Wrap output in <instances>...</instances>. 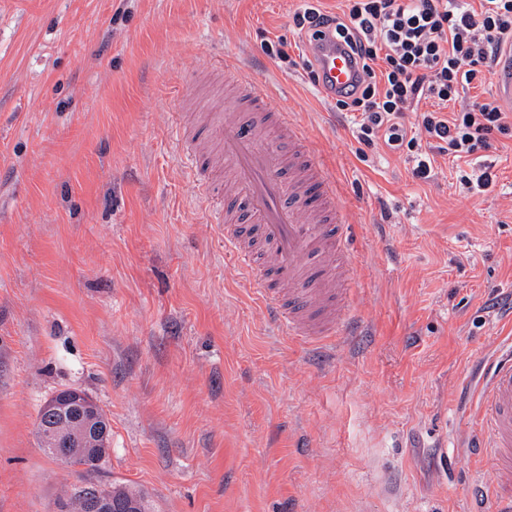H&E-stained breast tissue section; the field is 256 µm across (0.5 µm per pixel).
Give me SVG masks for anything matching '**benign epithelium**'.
<instances>
[{
    "mask_svg": "<svg viewBox=\"0 0 512 512\" xmlns=\"http://www.w3.org/2000/svg\"><path fill=\"white\" fill-rule=\"evenodd\" d=\"M43 412L69 423L67 430L53 428L46 439V446L65 454L89 455L108 451L111 423L98 403L89 395L75 391L67 397L52 396L43 405ZM116 499L106 492L90 489L82 495L83 512H112Z\"/></svg>",
    "mask_w": 512,
    "mask_h": 512,
    "instance_id": "benign-epithelium-1",
    "label": "benign epithelium"
}]
</instances>
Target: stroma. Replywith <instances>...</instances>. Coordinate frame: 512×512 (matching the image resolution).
Segmentation results:
<instances>
[{
  "instance_id": "1",
  "label": "stroma",
  "mask_w": 512,
  "mask_h": 512,
  "mask_svg": "<svg viewBox=\"0 0 512 512\" xmlns=\"http://www.w3.org/2000/svg\"><path fill=\"white\" fill-rule=\"evenodd\" d=\"M304 0H0V512H57L58 390L112 422L95 483L151 512H470L455 408L512 337V140L495 186L360 143L319 95ZM231 59L340 186L362 328L322 363L256 311L175 146L188 65Z\"/></svg>"
}]
</instances>
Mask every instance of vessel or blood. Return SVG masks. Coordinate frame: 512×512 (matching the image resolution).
<instances>
[{
  "label": "vessel or blood",
  "instance_id": "1",
  "mask_svg": "<svg viewBox=\"0 0 512 512\" xmlns=\"http://www.w3.org/2000/svg\"><path fill=\"white\" fill-rule=\"evenodd\" d=\"M319 45L317 85L332 99L351 84L354 70L328 40ZM191 73L223 76L232 91L220 106L196 99L195 115L176 119L181 144L198 147V166L227 176L221 188L209 180L198 185L208 201L220 195L233 201L216 223L225 257L261 313L292 340L314 347L333 339L352 319L353 255L337 179L301 126L273 111L239 66L199 64ZM494 89L512 101V53L497 66ZM463 413L472 430L462 448L485 466L464 493L492 512H512L511 341L496 336L485 344Z\"/></svg>",
  "mask_w": 512,
  "mask_h": 512
}]
</instances>
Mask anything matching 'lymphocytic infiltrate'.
Returning a JSON list of instances; mask_svg holds the SVG:
<instances>
[{
    "label": "lymphocytic infiltrate",
    "mask_w": 512,
    "mask_h": 512,
    "mask_svg": "<svg viewBox=\"0 0 512 512\" xmlns=\"http://www.w3.org/2000/svg\"><path fill=\"white\" fill-rule=\"evenodd\" d=\"M293 24L313 41L329 33L354 57L355 84L334 107L353 113L359 142L411 158L423 182L445 155L470 164L464 191L492 185L490 167L473 159L512 138V117L495 97L465 93L485 87L512 42V0H339L333 12L306 6Z\"/></svg>",
    "instance_id": "1"
}]
</instances>
